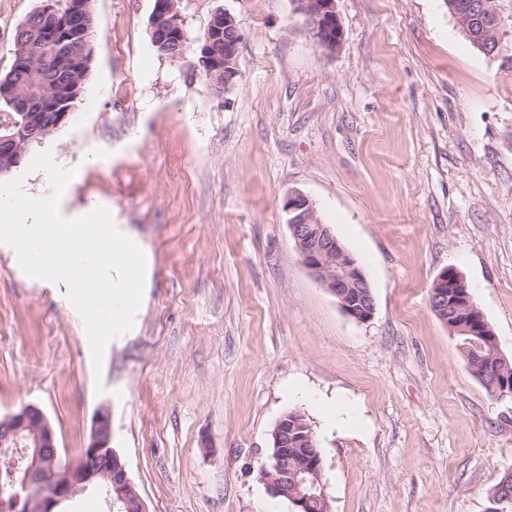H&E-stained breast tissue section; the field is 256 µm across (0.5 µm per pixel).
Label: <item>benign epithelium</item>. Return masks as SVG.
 I'll list each match as a JSON object with an SVG mask.
<instances>
[{
  "instance_id": "7a95c632",
  "label": "benign epithelium",
  "mask_w": 512,
  "mask_h": 512,
  "mask_svg": "<svg viewBox=\"0 0 512 512\" xmlns=\"http://www.w3.org/2000/svg\"><path fill=\"white\" fill-rule=\"evenodd\" d=\"M88 0H69L66 37L78 38L75 54L68 60V70H80L89 49L90 27L85 21ZM295 12L304 17L317 34L319 46L333 51L341 40V28L335 0H294ZM150 30L163 39L177 38L176 48L187 50L190 43L184 21L176 7L150 15ZM242 34L230 13L213 14L207 33L201 39L200 61L206 64L209 84L229 89L237 76V56ZM79 92V84L66 88L65 97L57 100L58 91L48 93L31 80L18 81L6 89L18 111L34 104H57L55 127L69 118L71 95ZM45 137L34 130L27 137L18 134L0 136V173L18 167L16 158L24 143ZM286 224L300 259L315 281L334 295L342 310L358 322L374 314L375 304L366 277L356 259L343 247L329 225L322 223L313 202L303 193H289L283 202ZM465 281L452 270L442 271L434 281L430 301L443 322L453 321L465 330L483 326L484 315L467 293L457 292ZM6 428L0 429V467L9 477V485L25 493L40 489L30 497L38 503V512H58V507L81 495L97 494L108 508L118 505L125 512H148L141 495L136 492L125 463L112 448V424L108 410L98 411L88 446L80 460L63 469L46 466V449L57 452L55 433L44 412L26 404L4 416ZM314 433L298 415H283L271 433L272 466H263L259 480L272 496L290 502L294 512H311L316 500H327L322 483L323 461L314 449Z\"/></svg>"
}]
</instances>
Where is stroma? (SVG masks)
<instances>
[{
    "label": "stroma",
    "mask_w": 512,
    "mask_h": 512,
    "mask_svg": "<svg viewBox=\"0 0 512 512\" xmlns=\"http://www.w3.org/2000/svg\"><path fill=\"white\" fill-rule=\"evenodd\" d=\"M39 5L0 0V76ZM91 5V70L43 147L76 171L68 208L102 202L147 251L149 285L97 371L66 288L0 244V416L39 407L74 463L107 409L148 512H293L258 479L291 410L330 512H489L512 397L487 394L429 294L455 269L512 358V69L443 0H336L333 52L292 0H178L195 39L180 58L152 44L153 0ZM220 9L242 41L218 95L197 39ZM293 191L360 263L370 320L303 266Z\"/></svg>",
    "instance_id": "stroma-1"
}]
</instances>
